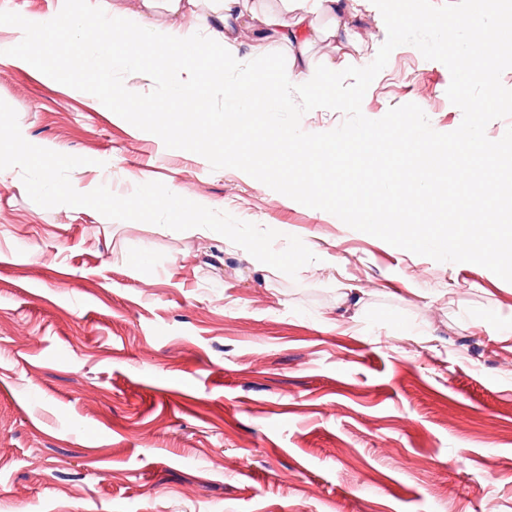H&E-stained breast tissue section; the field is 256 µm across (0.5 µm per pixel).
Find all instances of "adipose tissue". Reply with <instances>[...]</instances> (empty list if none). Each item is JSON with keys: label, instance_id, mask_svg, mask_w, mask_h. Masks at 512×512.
I'll use <instances>...</instances> for the list:
<instances>
[{"label": "adipose tissue", "instance_id": "1", "mask_svg": "<svg viewBox=\"0 0 512 512\" xmlns=\"http://www.w3.org/2000/svg\"><path fill=\"white\" fill-rule=\"evenodd\" d=\"M85 2L87 8L82 14L65 8L37 19L0 13V28L11 34L9 41L0 43V62L25 68L44 67V58L32 51V44L48 32L67 29V50L81 56L90 52L95 55L84 70L88 89L111 91L110 68L115 65L146 71L152 80L169 84L172 99L180 102L187 117L204 111L208 91L216 86L223 87L226 99H245V106L232 112L222 125L228 141L239 140L242 132L252 130L258 113L292 110L293 93L307 89L315 76L306 61V49L324 36L311 17L317 13L336 14L342 6V0H288L287 7L293 14L291 23H282L274 14L264 18L265 28L276 34L277 41H260L258 48L263 57H276L280 42L293 49L286 64L276 69L279 92L274 95L264 81L242 67L236 34L253 22L244 0H210L209 19L203 29L208 40L221 47L222 54L208 63L199 60L181 33L187 10L196 7L199 0H139L133 13L123 0ZM159 9L168 14L170 25L158 35L151 30L150 20Z\"/></svg>", "mask_w": 512, "mask_h": 512}]
</instances>
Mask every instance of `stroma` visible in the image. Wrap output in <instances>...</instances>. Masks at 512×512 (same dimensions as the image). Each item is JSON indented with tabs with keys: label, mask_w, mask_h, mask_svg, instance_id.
Here are the masks:
<instances>
[{
	"label": "stroma",
	"mask_w": 512,
	"mask_h": 512,
	"mask_svg": "<svg viewBox=\"0 0 512 512\" xmlns=\"http://www.w3.org/2000/svg\"><path fill=\"white\" fill-rule=\"evenodd\" d=\"M370 64L387 30L344 0ZM65 32L53 74L0 65V100L38 142L110 161L213 210L290 226L315 262L289 278L205 229L72 216L0 183V512H512V283L354 230L244 172L212 169L120 102L80 90ZM447 67L397 47L371 119L406 103L456 130Z\"/></svg>",
	"instance_id": "obj_1"
}]
</instances>
